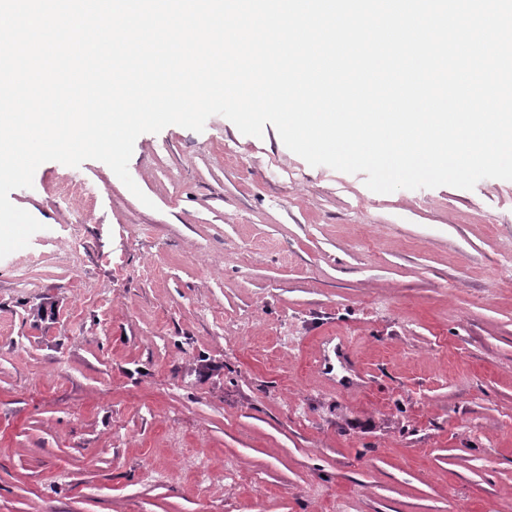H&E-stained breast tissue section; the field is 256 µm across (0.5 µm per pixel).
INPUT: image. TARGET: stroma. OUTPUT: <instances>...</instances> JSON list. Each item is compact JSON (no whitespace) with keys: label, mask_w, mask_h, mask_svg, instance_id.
I'll use <instances>...</instances> for the list:
<instances>
[{"label":"stroma","mask_w":512,"mask_h":512,"mask_svg":"<svg viewBox=\"0 0 512 512\" xmlns=\"http://www.w3.org/2000/svg\"><path fill=\"white\" fill-rule=\"evenodd\" d=\"M43 163L0 259V512H512V181L372 192L272 124Z\"/></svg>","instance_id":"stroma-1"}]
</instances>
